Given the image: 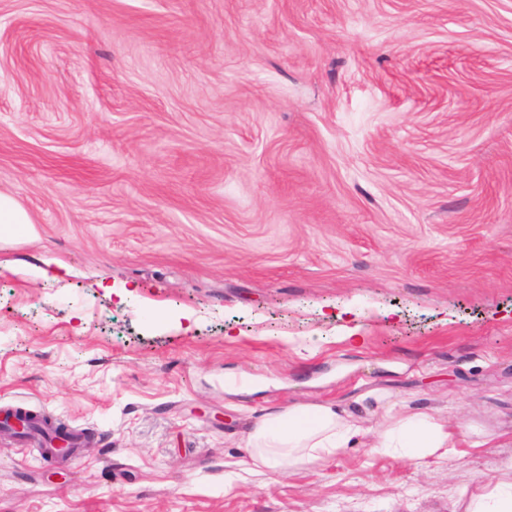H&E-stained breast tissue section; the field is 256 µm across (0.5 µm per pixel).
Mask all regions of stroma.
I'll use <instances>...</instances> for the list:
<instances>
[{
    "label": "stroma",
    "instance_id": "stroma-1",
    "mask_svg": "<svg viewBox=\"0 0 512 512\" xmlns=\"http://www.w3.org/2000/svg\"><path fill=\"white\" fill-rule=\"evenodd\" d=\"M0 193V412L88 436L0 432V512H464L512 459V0H0ZM325 401L353 447L245 469ZM32 221L11 197L0 193V242L30 236ZM455 433L424 411L395 412L390 406L376 432L375 448L400 451L403 457L418 458L441 448H454Z\"/></svg>",
    "mask_w": 512,
    "mask_h": 512
}]
</instances>
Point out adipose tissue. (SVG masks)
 I'll use <instances>...</instances> for the list:
<instances>
[{
    "label": "adipose tissue",
    "mask_w": 512,
    "mask_h": 512,
    "mask_svg": "<svg viewBox=\"0 0 512 512\" xmlns=\"http://www.w3.org/2000/svg\"><path fill=\"white\" fill-rule=\"evenodd\" d=\"M361 432L358 423L332 402L299 405L265 413L248 437L250 463L277 471L304 466L350 447ZM455 434L427 412L387 410L376 432V445L400 451L408 458L432 454L454 445ZM465 512H512V463L504 465L502 477L486 492H458Z\"/></svg>",
    "instance_id": "ef3b65f1"
}]
</instances>
